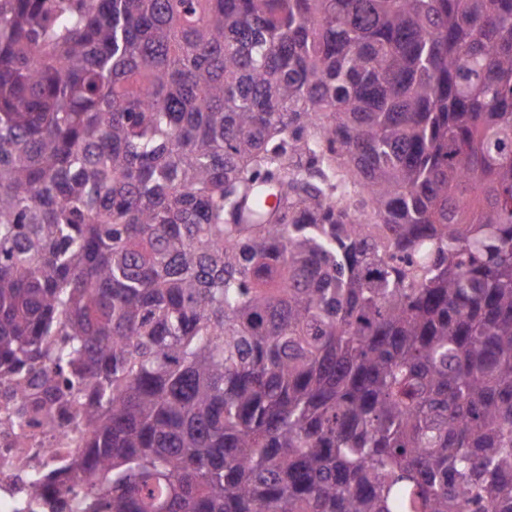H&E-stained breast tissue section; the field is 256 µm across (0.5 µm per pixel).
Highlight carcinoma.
Masks as SVG:
<instances>
[{"label": "carcinoma", "mask_w": 512, "mask_h": 512, "mask_svg": "<svg viewBox=\"0 0 512 512\" xmlns=\"http://www.w3.org/2000/svg\"><path fill=\"white\" fill-rule=\"evenodd\" d=\"M80 512H512V0H0V380Z\"/></svg>", "instance_id": "obj_1"}]
</instances>
